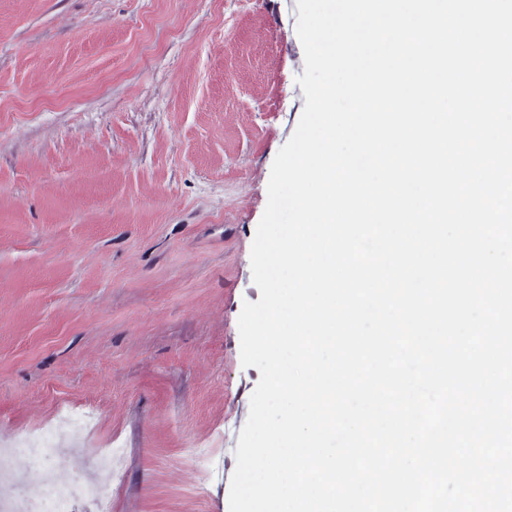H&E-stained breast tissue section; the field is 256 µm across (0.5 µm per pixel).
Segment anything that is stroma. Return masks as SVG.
<instances>
[{"instance_id": "35a3bbf8", "label": "stroma", "mask_w": 512, "mask_h": 512, "mask_svg": "<svg viewBox=\"0 0 512 512\" xmlns=\"http://www.w3.org/2000/svg\"><path fill=\"white\" fill-rule=\"evenodd\" d=\"M296 0H0V444L124 450L111 512H229L238 319L305 98Z\"/></svg>"}]
</instances>
